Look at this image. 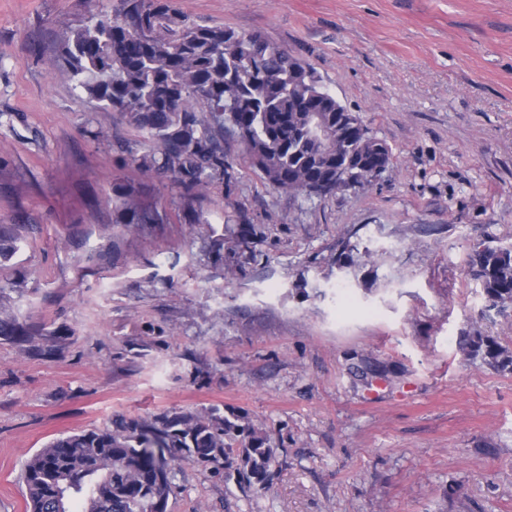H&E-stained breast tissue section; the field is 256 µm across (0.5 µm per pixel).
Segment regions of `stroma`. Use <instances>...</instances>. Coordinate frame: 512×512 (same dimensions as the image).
Instances as JSON below:
<instances>
[{
  "mask_svg": "<svg viewBox=\"0 0 512 512\" xmlns=\"http://www.w3.org/2000/svg\"><path fill=\"white\" fill-rule=\"evenodd\" d=\"M171 3L312 65L390 164L306 200L239 158L197 203L213 223L151 181L169 223L124 231L112 185L144 182L141 134L56 69L68 27L118 0H0V224L25 227L0 285L8 314L66 331L49 353L0 341V512H29L24 464L53 438L212 406L270 433L273 478L184 464L168 512H512V372L460 344L512 350V308L467 267L512 244V0ZM468 353L503 370H512V355L491 336H465Z\"/></svg>",
  "mask_w": 512,
  "mask_h": 512,
  "instance_id": "obj_1",
  "label": "stroma"
}]
</instances>
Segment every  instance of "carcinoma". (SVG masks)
Segmentation results:
<instances>
[{
  "label": "carcinoma",
  "mask_w": 512,
  "mask_h": 512,
  "mask_svg": "<svg viewBox=\"0 0 512 512\" xmlns=\"http://www.w3.org/2000/svg\"><path fill=\"white\" fill-rule=\"evenodd\" d=\"M58 73L103 109L122 114L148 148L130 151L143 175L193 200L221 177L235 183L224 150L232 141L275 191L295 197L336 194L344 175L363 187L386 170L388 144L371 134L315 69L260 33H242L175 10L170 0H120L118 14L69 28ZM112 223L167 224L169 215L143 186L112 188ZM22 243L21 225L0 224V266ZM468 265L491 306L512 305V245L483 246ZM64 332L0 317V341L52 351ZM468 353L503 370L512 355L491 336H467ZM276 456L271 435L245 413L218 407L144 417L63 435L25 463L30 512H153L168 500L175 467L224 461V477L265 487Z\"/></svg>",
  "instance_id": "cac0c4a2"
}]
</instances>
